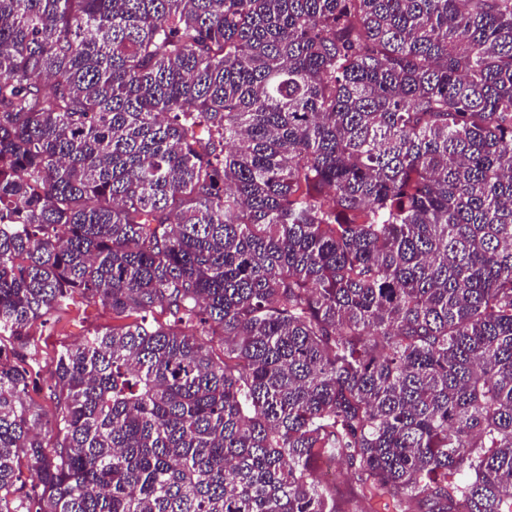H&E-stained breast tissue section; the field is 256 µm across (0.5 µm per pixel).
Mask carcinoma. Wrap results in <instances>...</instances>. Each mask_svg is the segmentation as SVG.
<instances>
[{
    "label": "carcinoma",
    "mask_w": 512,
    "mask_h": 512,
    "mask_svg": "<svg viewBox=\"0 0 512 512\" xmlns=\"http://www.w3.org/2000/svg\"><path fill=\"white\" fill-rule=\"evenodd\" d=\"M322 458L512 512V0H0V512H337ZM54 330L45 333L39 345L38 360L41 374L38 386L51 380L55 365V353L61 345L78 344L96 330L112 325V313L101 305L62 315Z\"/></svg>",
    "instance_id": "carcinoma-1"
}]
</instances>
